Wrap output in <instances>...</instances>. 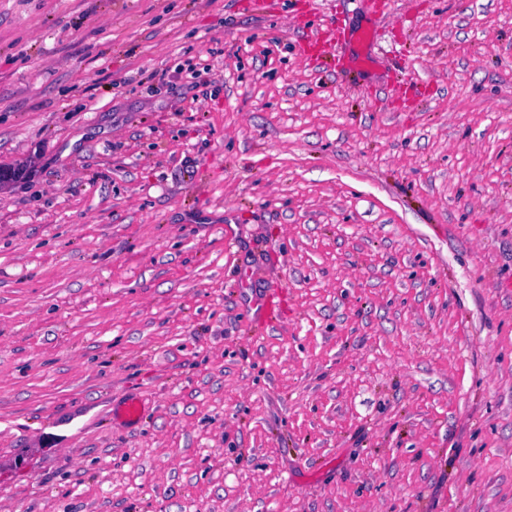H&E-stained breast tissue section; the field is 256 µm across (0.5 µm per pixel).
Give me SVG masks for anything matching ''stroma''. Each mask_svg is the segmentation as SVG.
<instances>
[{"mask_svg":"<svg viewBox=\"0 0 512 512\" xmlns=\"http://www.w3.org/2000/svg\"><path fill=\"white\" fill-rule=\"evenodd\" d=\"M250 2L0 0V161L50 171L0 199V500L512 512V0ZM308 21L372 65L300 61ZM147 404L137 395H130L112 406V416L121 422L136 425L142 422Z\"/></svg>","mask_w":512,"mask_h":512,"instance_id":"1","label":"stroma"}]
</instances>
